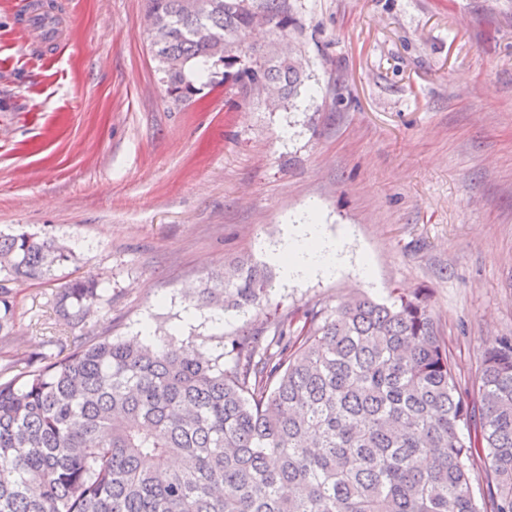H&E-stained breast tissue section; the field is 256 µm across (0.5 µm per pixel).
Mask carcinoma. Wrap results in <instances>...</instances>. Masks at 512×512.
Wrapping results in <instances>:
<instances>
[{
	"label": "carcinoma",
	"instance_id": "cac0c4a2",
	"mask_svg": "<svg viewBox=\"0 0 512 512\" xmlns=\"http://www.w3.org/2000/svg\"><path fill=\"white\" fill-rule=\"evenodd\" d=\"M251 7L146 0L167 93L194 102L206 76L244 102L259 82L273 106L301 96V70L247 41L257 26L288 36V0ZM74 262L46 230L0 234V342L16 316L7 282ZM269 288L240 262L197 298L244 312ZM102 300L91 277L61 284L57 310L82 333L0 380V512H512V337L483 354L477 406L419 294L312 307L296 338L280 319L232 339L230 366L192 343L94 335Z\"/></svg>",
	"mask_w": 512,
	"mask_h": 512
}]
</instances>
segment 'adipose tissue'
<instances>
[{"mask_svg":"<svg viewBox=\"0 0 512 512\" xmlns=\"http://www.w3.org/2000/svg\"><path fill=\"white\" fill-rule=\"evenodd\" d=\"M274 259L288 283L311 274L331 277L343 264L342 243L326 236L320 224H292Z\"/></svg>","mask_w":512,"mask_h":512,"instance_id":"obj_1","label":"adipose tissue"}]
</instances>
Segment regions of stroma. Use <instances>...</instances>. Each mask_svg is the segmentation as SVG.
Instances as JSON below:
<instances>
[{
    "label": "stroma",
    "instance_id": "35a3bbf8",
    "mask_svg": "<svg viewBox=\"0 0 512 512\" xmlns=\"http://www.w3.org/2000/svg\"><path fill=\"white\" fill-rule=\"evenodd\" d=\"M18 2L0 0V232L48 230L77 261L13 283L0 368L57 354L55 293L81 276L108 290L95 334L148 324L225 363L233 337L357 294H426L470 387L512 336V0H288L287 41L250 36L306 62L305 92L276 109L221 86L174 104L145 0H59L78 37L50 60L16 31ZM312 220L342 233L346 263L285 285L268 254ZM241 261L270 292L213 324L190 291Z\"/></svg>",
    "mask_w": 512,
    "mask_h": 512
}]
</instances>
